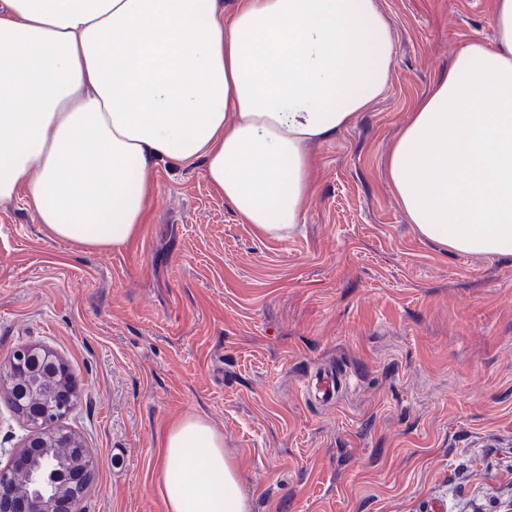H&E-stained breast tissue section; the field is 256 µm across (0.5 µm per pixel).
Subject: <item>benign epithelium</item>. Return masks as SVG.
<instances>
[{
    "mask_svg": "<svg viewBox=\"0 0 512 512\" xmlns=\"http://www.w3.org/2000/svg\"><path fill=\"white\" fill-rule=\"evenodd\" d=\"M15 393L24 395L30 435L0 466V512H83L93 459L78 435L55 427L77 404L71 371L49 350L21 345L0 362V396Z\"/></svg>",
    "mask_w": 512,
    "mask_h": 512,
    "instance_id": "1",
    "label": "benign epithelium"
}]
</instances>
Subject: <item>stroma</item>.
Instances as JSON below:
<instances>
[{"label": "stroma", "mask_w": 512, "mask_h": 512, "mask_svg": "<svg viewBox=\"0 0 512 512\" xmlns=\"http://www.w3.org/2000/svg\"><path fill=\"white\" fill-rule=\"evenodd\" d=\"M392 67L382 98L309 144L298 229L266 239L201 164H159L138 234L94 250L0 201V360L22 344L73 370L59 423L94 459L84 512H165L167 427L224 436L250 512H512V256L452 254L388 189L402 127L452 65L491 42L493 0H377ZM336 402H309L321 364Z\"/></svg>", "instance_id": "obj_1"}]
</instances>
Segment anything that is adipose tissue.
<instances>
[{"label": "adipose tissue", "mask_w": 512, "mask_h": 512, "mask_svg": "<svg viewBox=\"0 0 512 512\" xmlns=\"http://www.w3.org/2000/svg\"><path fill=\"white\" fill-rule=\"evenodd\" d=\"M493 46L459 47L401 129L389 190L455 254L512 255V0ZM375 0H0V201L25 192L50 236L106 249L139 231L158 163L201 162L257 233L282 239L313 193L307 146L391 77ZM165 512H249L204 419L172 424Z\"/></svg>", "instance_id": "obj_1"}]
</instances>
